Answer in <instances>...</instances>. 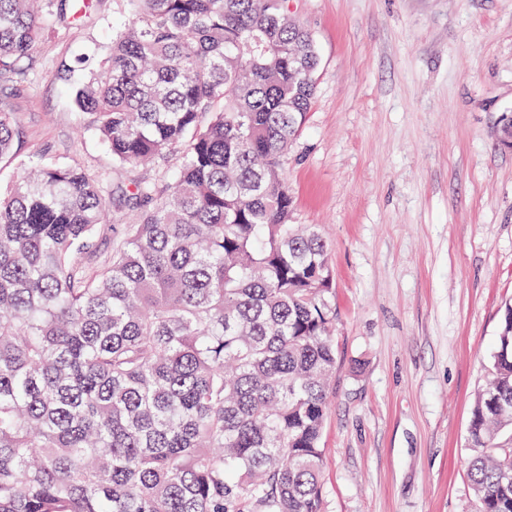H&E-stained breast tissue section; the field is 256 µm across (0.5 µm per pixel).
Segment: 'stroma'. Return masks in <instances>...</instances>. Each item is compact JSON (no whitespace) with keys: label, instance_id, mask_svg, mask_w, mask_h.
Segmentation results:
<instances>
[{"label":"stroma","instance_id":"35a3bbf8","mask_svg":"<svg viewBox=\"0 0 512 512\" xmlns=\"http://www.w3.org/2000/svg\"><path fill=\"white\" fill-rule=\"evenodd\" d=\"M320 54L301 135L281 159L291 221L317 224L336 276L338 367L326 423L325 512H476L473 402L512 301V0H288ZM124 17L84 31L43 14L25 77L0 85L20 165L73 161L112 178L72 91Z\"/></svg>","mask_w":512,"mask_h":512}]
</instances>
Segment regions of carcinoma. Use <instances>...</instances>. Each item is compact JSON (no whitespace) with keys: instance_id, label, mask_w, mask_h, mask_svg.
<instances>
[{"instance_id":"cac0c4a2","label":"carcinoma","mask_w":512,"mask_h":512,"mask_svg":"<svg viewBox=\"0 0 512 512\" xmlns=\"http://www.w3.org/2000/svg\"><path fill=\"white\" fill-rule=\"evenodd\" d=\"M79 119L130 172L107 201L77 163L0 195V512H323L337 349L318 225L290 223L281 158L305 127L316 43L287 0H125ZM74 0H0V83ZM17 120L0 109V160ZM140 211L95 265L108 213ZM512 305L474 401L477 512H512ZM178 164V156L174 153L167 156L165 162L149 168H139L137 171L147 177L153 178L160 186L166 187L171 182V175Z\"/></svg>"}]
</instances>
